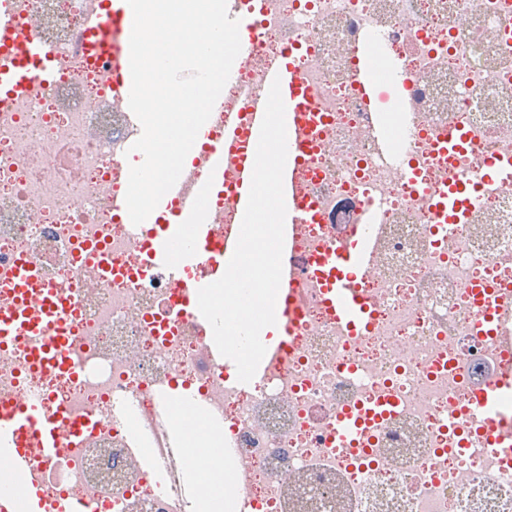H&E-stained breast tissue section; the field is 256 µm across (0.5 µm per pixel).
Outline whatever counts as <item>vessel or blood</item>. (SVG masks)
I'll list each match as a JSON object with an SVG mask.
<instances>
[{
  "instance_id": "obj_1",
  "label": "vessel or blood",
  "mask_w": 512,
  "mask_h": 512,
  "mask_svg": "<svg viewBox=\"0 0 512 512\" xmlns=\"http://www.w3.org/2000/svg\"><path fill=\"white\" fill-rule=\"evenodd\" d=\"M126 0H106L107 20L99 34L100 46L105 56L113 58L122 74H129V46L112 40L114 31L120 30L126 20ZM24 42L22 59L0 68V102L8 101L28 88H52L53 51L42 43L24 41L16 20L0 11V42L12 44ZM272 75L280 79L281 95L286 107V118L290 127L287 136L288 156L284 172L285 179H292L299 163L306 158L310 143L301 125L307 112L312 109V93L304 85L299 73L288 63L280 61L273 65ZM356 83L360 98L368 111L378 109V82L367 57H358ZM210 175L207 179L194 181L191 187L175 184L160 201L157 211L166 224L148 253L152 264L165 269L172 282L181 291L184 301L197 297L205 279H187L190 267L210 261L216 262L217 273H224L237 242L236 235L225 236L223 241L211 237V228L200 219L198 212L202 203L218 187L224 163L223 134L209 135ZM512 167V155L479 160L472 176L454 180L434 206V217L441 227L456 223L475 198L482 182L493 180L505 169ZM373 253L361 241L338 246L320 257L318 266L323 279L324 305L337 323L351 334L365 331L372 320V304L362 291L355 288V280L365 275L372 262ZM31 269L25 260H18L11 282L16 290L18 303L8 310L0 311V337L40 336L58 320L66 302L59 292H45L36 313H29L23 298L29 283ZM475 308L473 320L485 333L498 330L500 309L494 289L476 285L473 289ZM68 342L60 336L48 338L31 356L33 367L43 369H65L69 366ZM505 387L512 388V376H503L478 387L470 403V413L476 420L485 445L501 456L512 458V442L498 436L503 422L494 410L497 393ZM396 406L392 397L372 402L369 412L353 409L341 412L336 420L335 439L338 446L345 447L359 441L365 428L367 414L387 415ZM59 419L38 417L33 402L4 401L0 403V458L8 460L14 471L22 474L25 485H33L28 476L27 456L17 448V439L24 434L32 435L39 451L51 455L58 440Z\"/></svg>"
}]
</instances>
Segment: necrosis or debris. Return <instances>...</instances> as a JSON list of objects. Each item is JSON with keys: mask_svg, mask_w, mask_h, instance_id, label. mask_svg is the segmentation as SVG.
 <instances>
[{"mask_svg": "<svg viewBox=\"0 0 512 512\" xmlns=\"http://www.w3.org/2000/svg\"><path fill=\"white\" fill-rule=\"evenodd\" d=\"M12 3L26 38L53 50L55 83L0 111V308L14 306L10 270L26 260L30 306L50 288L72 304L60 323L72 369L30 371L37 339L0 341V400L34 398L45 416L89 423L82 440L61 433L50 456L20 439L44 512H188L170 462L150 442L130 448L142 416L175 412L185 395L216 417L224 512H303L311 498L318 512H512V464L464 433L474 388L512 367L472 321V289L488 283L512 334V170L481 187L453 232L433 222L448 182L476 167L438 147L448 126L512 154V0H227L241 52L206 127L230 119L238 135L200 210L216 235L239 222V166L256 149L250 101L266 98L272 61L288 59L316 106L295 175L314 209L293 230L296 305L276 309L284 354L246 387L213 358L212 330L173 306L174 285L143 252L150 226L110 208L142 160L129 150L142 127L83 42L103 0ZM370 47L403 61L406 97L387 110L410 114L391 129L408 179L377 150L357 95L355 61ZM370 206L381 231L357 286L373 324L354 337L325 309L314 259L351 239ZM387 395L397 406L370 422L367 451L337 447V414Z\"/></svg>", "mask_w": 512, "mask_h": 512, "instance_id": "1", "label": "necrosis or debris"}]
</instances>
